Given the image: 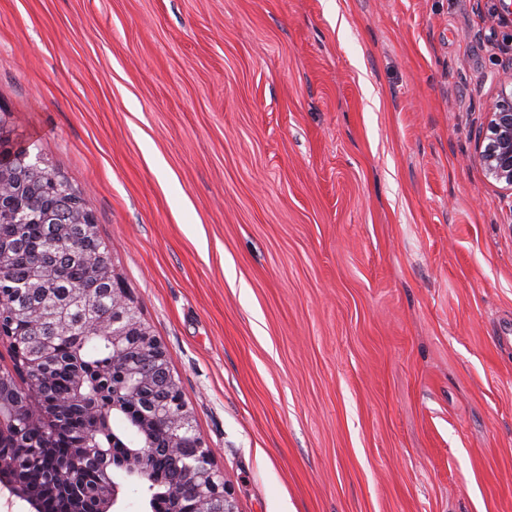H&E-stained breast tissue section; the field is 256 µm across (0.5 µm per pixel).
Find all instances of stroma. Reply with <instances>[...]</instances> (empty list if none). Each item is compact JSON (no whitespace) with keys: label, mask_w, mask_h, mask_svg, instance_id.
Here are the masks:
<instances>
[{"label":"stroma","mask_w":512,"mask_h":512,"mask_svg":"<svg viewBox=\"0 0 512 512\" xmlns=\"http://www.w3.org/2000/svg\"><path fill=\"white\" fill-rule=\"evenodd\" d=\"M512 0H0V117L80 192L237 512H512ZM497 88L484 110L476 160L486 180L512 199V57L498 74Z\"/></svg>","instance_id":"stroma-1"}]
</instances>
